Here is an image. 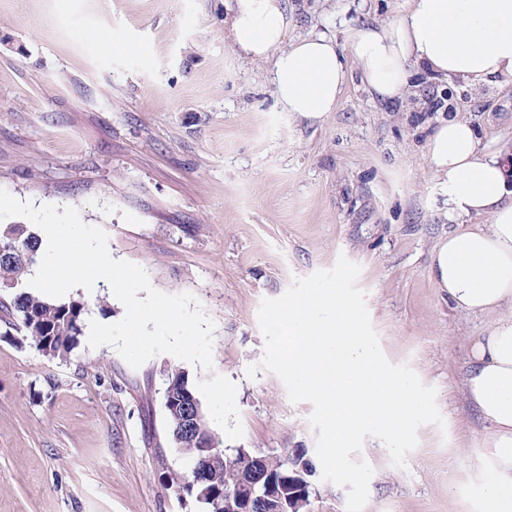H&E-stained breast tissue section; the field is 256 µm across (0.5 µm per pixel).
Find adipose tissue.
<instances>
[{
	"label": "adipose tissue",
	"mask_w": 512,
	"mask_h": 512,
	"mask_svg": "<svg viewBox=\"0 0 512 512\" xmlns=\"http://www.w3.org/2000/svg\"><path fill=\"white\" fill-rule=\"evenodd\" d=\"M224 5L233 49L271 62L278 104L305 119L335 111L352 64L387 104L404 98L416 70L473 86L512 77V0H405L391 19L348 29L340 42L322 35L289 40L282 0ZM427 154L448 218H490L488 226L449 233L432 252L431 270L456 309L509 310L472 344L464 387L492 424L476 465L489 476L482 486L486 512H512V178L497 150L463 119L442 121Z\"/></svg>",
	"instance_id": "ef3b65f1"
}]
</instances>
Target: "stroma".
<instances>
[{
    "label": "stroma",
    "mask_w": 512,
    "mask_h": 512,
    "mask_svg": "<svg viewBox=\"0 0 512 512\" xmlns=\"http://www.w3.org/2000/svg\"><path fill=\"white\" fill-rule=\"evenodd\" d=\"M404 0H287L289 38L396 14ZM464 119L484 144L512 148V79L474 88L411 76L402 101L351 75L335 112H284L270 62L239 57L224 0H0V188L76 207L113 258L152 286L193 294L214 323L213 366L236 386L244 435L227 452L315 450L308 402L260 371V303L294 278L361 268L386 358L437 390L405 468L377 438L363 512H480L476 460L490 423L467 400L472 342L497 314L452 307L430 273L456 229L427 159L438 123ZM169 354L132 368L79 336L51 359L0 336V512H196L168 486L191 461L173 451L161 399Z\"/></svg>",
    "instance_id": "obj_1"
}]
</instances>
